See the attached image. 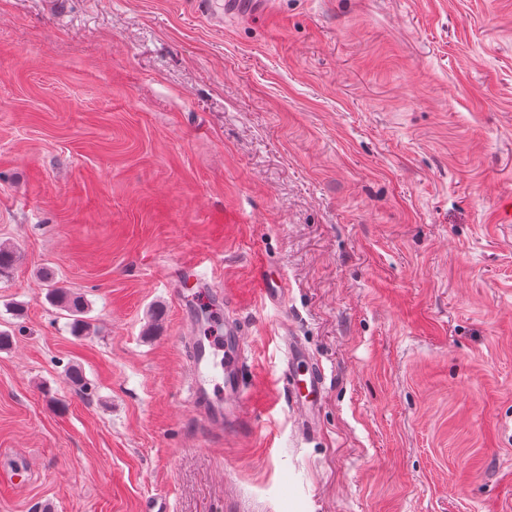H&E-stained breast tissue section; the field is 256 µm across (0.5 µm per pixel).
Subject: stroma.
Returning <instances> with one entry per match:
<instances>
[{"instance_id": "stroma-1", "label": "stroma", "mask_w": 512, "mask_h": 512, "mask_svg": "<svg viewBox=\"0 0 512 512\" xmlns=\"http://www.w3.org/2000/svg\"><path fill=\"white\" fill-rule=\"evenodd\" d=\"M271 8L0 0V512H512V0ZM185 262L245 324L237 432L192 398ZM258 283L264 296L272 302H279L284 299L288 288L281 278H272L268 275L266 267H258ZM47 287L49 299L61 310L67 312L74 331L76 333L83 332L88 327L85 320L86 304L84 298L71 293L66 288L58 287L51 277H47ZM301 357H307V360H300ZM300 362L308 365L309 372L298 370ZM283 376L284 397L300 409L302 431L309 432L314 425L317 404L324 393L323 369L303 352L296 340H290L285 351Z\"/></svg>"}]
</instances>
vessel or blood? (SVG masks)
<instances>
[{"instance_id": "b4317fda", "label": "vessel or blood", "mask_w": 512, "mask_h": 512, "mask_svg": "<svg viewBox=\"0 0 512 512\" xmlns=\"http://www.w3.org/2000/svg\"><path fill=\"white\" fill-rule=\"evenodd\" d=\"M258 283L264 296L273 302L284 299L287 288L278 278L268 275L266 268H259ZM190 354L187 358L192 372L193 393L203 403L202 421L214 428H235L245 396L237 382L238 369L244 351L241 346L224 350L219 336H191ZM304 352L297 341H289L283 364V394L300 411L301 428L310 431L314 425L315 411L324 393L325 377L318 362L309 361L308 372L298 366Z\"/></svg>"}]
</instances>
